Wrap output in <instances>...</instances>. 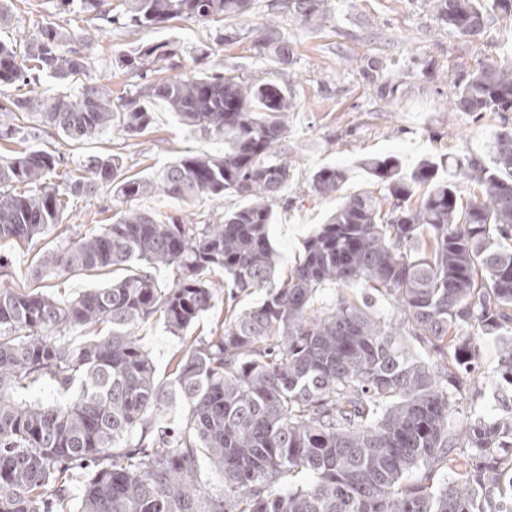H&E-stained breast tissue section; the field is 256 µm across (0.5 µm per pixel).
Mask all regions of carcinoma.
Here are the masks:
<instances>
[{
  "instance_id": "cac0c4a2",
  "label": "carcinoma",
  "mask_w": 512,
  "mask_h": 512,
  "mask_svg": "<svg viewBox=\"0 0 512 512\" xmlns=\"http://www.w3.org/2000/svg\"><path fill=\"white\" fill-rule=\"evenodd\" d=\"M122 2L117 17L106 0H80L79 8L101 21L99 31L122 20L158 28L174 18H219L229 42L252 0ZM287 4L308 24L327 13L326 0ZM436 12L471 37L491 14L511 19L512 0H437ZM75 41L87 37L47 22L22 53L0 42V88L85 73ZM259 44L291 64L275 27ZM174 51L169 41L138 44L124 65L144 72ZM450 90L462 112L512 119L509 61L457 76ZM155 100L224 150L188 151L151 177L127 174L118 154L64 175L61 156L44 149L0 154V242L40 238L63 223L70 201L103 183L123 203L158 194L217 200L224 209L214 224L121 209L112 223L43 251L34 275L110 269L123 277L68 300L0 289V512H512V413L448 428L455 395L476 368L477 337L496 340L500 390L512 392V128L495 136L490 160L455 158L446 177L429 159L410 171L395 155L363 160L391 208L370 193L347 197L278 278L272 205L288 189L292 165L280 143L296 104L272 80L183 73L118 109L95 83L65 96L24 93L0 103L10 119L0 140H25L16 121L29 114L68 140L113 128L133 137L151 125ZM348 176L343 166H323L311 186L332 196ZM470 183L480 192L464 202ZM159 268L177 272L172 286L161 287ZM331 286L335 301L321 303ZM221 287L234 300L265 297L225 309L209 337L174 357L172 379L160 382L140 328L157 318L183 335L213 309ZM377 293L398 320L374 312ZM100 324L107 334L70 337ZM44 380L62 400L16 398L17 388ZM177 399L188 410L175 424L162 412ZM203 460L219 473L224 495L201 488ZM452 466L459 473L449 479ZM302 475L309 480L299 486ZM75 482L83 488L73 508Z\"/></svg>"
}]
</instances>
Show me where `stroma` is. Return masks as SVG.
Here are the masks:
<instances>
[{"label":"stroma","mask_w":512,"mask_h":512,"mask_svg":"<svg viewBox=\"0 0 512 512\" xmlns=\"http://www.w3.org/2000/svg\"><path fill=\"white\" fill-rule=\"evenodd\" d=\"M436 0H329L324 19L306 24L281 0H253L238 21L241 40L219 44L220 25L175 18L163 27L135 30L116 27L94 36L85 49L87 81L104 86L119 102L133 97L138 81L121 65L131 46L159 40L179 44L180 50L160 70L149 71L157 81L191 70L221 66L225 74L247 80L271 79L297 104L288 122L284 145L294 159L287 190V206L275 207L270 237L279 255V272H288L303 250V242L343 202L345 196L370 192L382 195L380 183L360 168L363 159L396 155L404 169L431 159L447 165L449 159L486 157L488 145L501 126L498 115L473 118L449 103L448 77L498 60L512 49V19L491 17L483 31L461 37L443 29L435 12ZM56 15L46 0H18L10 26L0 28V39L14 41L32 34ZM275 26L293 55L283 66L267 56L258 44L266 26ZM37 146L58 150L68 168L93 156L119 154L129 173L152 175L161 165L185 151L214 153V140L179 126L162 104H155L153 121L142 133L124 138L115 130L70 141L59 135L37 139ZM349 169L342 191L324 198L311 190V176L322 166ZM112 187L105 184L87 198L73 202L62 224L29 246L0 244L7 260L0 267V288L37 289L58 298H71L84 289L100 288L112 280L111 270L92 274H58L41 279L31 271L40 253L78 240L91 228L112 221ZM131 208L158 218L191 217L208 222L218 211L211 201L190 204L163 196H144ZM211 316H204L184 336L167 331L154 321L139 332L158 380H167L170 361L188 341L209 334ZM481 367L472 390L458 395L449 415V429H459L473 416H495L512 404L496 390V341L479 339Z\"/></svg>","instance_id":"1"}]
</instances>
